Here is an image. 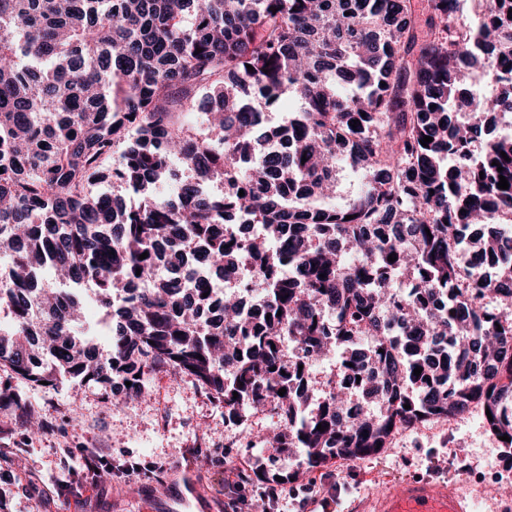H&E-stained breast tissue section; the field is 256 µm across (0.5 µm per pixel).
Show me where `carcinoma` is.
Instances as JSON below:
<instances>
[{
    "instance_id": "cac0c4a2",
    "label": "carcinoma",
    "mask_w": 512,
    "mask_h": 512,
    "mask_svg": "<svg viewBox=\"0 0 512 512\" xmlns=\"http://www.w3.org/2000/svg\"><path fill=\"white\" fill-rule=\"evenodd\" d=\"M510 10L428 0L421 39L410 0H0V367L129 399L173 371L276 414L273 451L310 469L473 403L512 448V136L484 123L512 117ZM344 167L361 182L336 206ZM244 270L257 310L205 317L211 279ZM355 336L360 409L332 379L307 409L293 372Z\"/></svg>"
}]
</instances>
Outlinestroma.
Masks as SVG:
<instances>
[{
	"mask_svg": "<svg viewBox=\"0 0 512 512\" xmlns=\"http://www.w3.org/2000/svg\"><path fill=\"white\" fill-rule=\"evenodd\" d=\"M1 385L21 396L42 428L28 435L14 407L0 408V448L14 451L0 466V512H151L143 479L121 472L128 462L193 470L223 512L226 481L244 480L255 461H268L262 439L282 427L273 415L253 411L240 426L226 428L223 407L190 378L170 372L150 376L149 399L119 403L101 387L40 388L3 368ZM70 448L105 457L111 475L73 473ZM430 475L475 497L476 512H502L504 493H512V448L501 447L476 406L449 420L398 429L375 456L332 460L314 471L299 467L294 482H316L330 499L325 512H351L352 503L385 484Z\"/></svg>",
	"mask_w": 512,
	"mask_h": 512,
	"instance_id": "stroma-1",
	"label": "stroma"
}]
</instances>
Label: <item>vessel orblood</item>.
<instances>
[{
    "instance_id": "obj_1",
    "label": "vessel or blood",
    "mask_w": 512,
    "mask_h": 512,
    "mask_svg": "<svg viewBox=\"0 0 512 512\" xmlns=\"http://www.w3.org/2000/svg\"><path fill=\"white\" fill-rule=\"evenodd\" d=\"M169 498L159 512H206L208 500L197 477L179 469L170 472ZM365 512H475L474 499L444 478L407 477L370 497Z\"/></svg>"
}]
</instances>
